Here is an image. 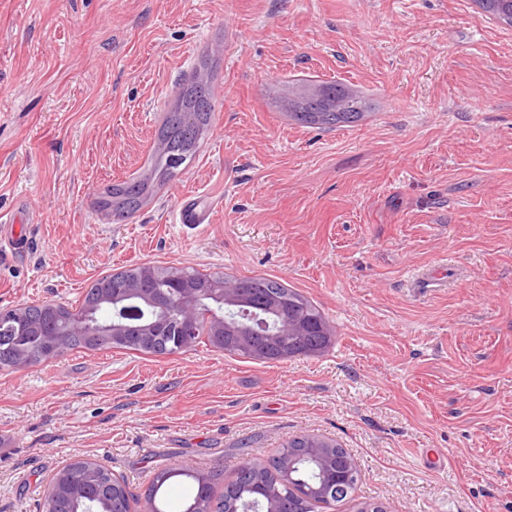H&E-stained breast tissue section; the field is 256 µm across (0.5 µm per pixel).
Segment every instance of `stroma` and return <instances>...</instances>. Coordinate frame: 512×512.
I'll use <instances>...</instances> for the list:
<instances>
[{"mask_svg": "<svg viewBox=\"0 0 512 512\" xmlns=\"http://www.w3.org/2000/svg\"><path fill=\"white\" fill-rule=\"evenodd\" d=\"M206 68L194 162L126 222L93 201L146 170L159 118ZM369 109L291 121L284 83ZM207 223L178 224L186 196ZM0 308L76 307L135 264L276 278L333 325L262 363L200 343L73 351L0 370V512H41L96 460L135 494L157 469L240 466L325 437L360 465L327 512H512V25L476 0H0ZM319 88L325 91L324 96L316 102L320 112H303L294 101L302 99L313 87L299 84L288 89L286 85L287 93L282 102L290 99L291 109L288 114L294 121L307 127L331 129L358 122L365 116L366 102L362 96L345 92L338 83L322 84ZM336 106H342L349 112L336 110ZM331 336L333 335L328 334L325 328L316 329L310 336L304 339L291 335L280 336L274 343L278 348L284 350V353H281L277 361H286L300 355L321 353L330 346L332 342Z\"/></svg>", "mask_w": 512, "mask_h": 512, "instance_id": "1", "label": "stroma"}]
</instances>
